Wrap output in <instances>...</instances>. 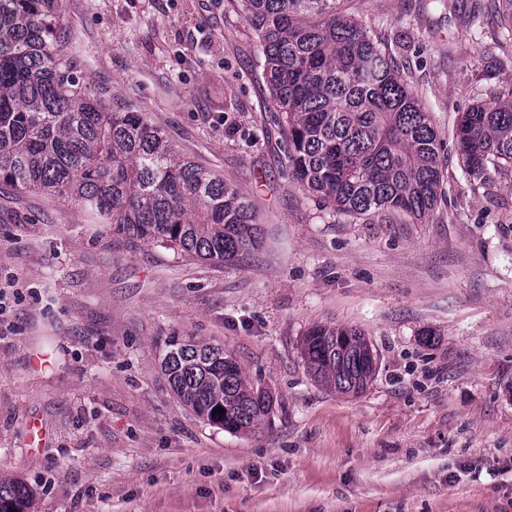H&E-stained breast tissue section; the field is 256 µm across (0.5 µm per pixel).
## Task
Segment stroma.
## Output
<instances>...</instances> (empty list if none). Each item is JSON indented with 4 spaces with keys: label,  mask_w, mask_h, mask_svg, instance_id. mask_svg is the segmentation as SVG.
<instances>
[{
    "label": "stroma",
    "mask_w": 512,
    "mask_h": 512,
    "mask_svg": "<svg viewBox=\"0 0 512 512\" xmlns=\"http://www.w3.org/2000/svg\"><path fill=\"white\" fill-rule=\"evenodd\" d=\"M59 5L78 76L249 199L264 243L217 266L0 188V476L28 484L27 512H512V178L465 173L454 137L512 86L496 0H344L443 144L419 222L352 218L287 176L230 0ZM318 324L366 334L363 393L308 374ZM170 336L222 345L272 395L268 419L232 434L184 406L160 366Z\"/></svg>",
    "instance_id": "1"
}]
</instances>
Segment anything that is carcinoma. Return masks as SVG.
Instances as JSON below:
<instances>
[{"instance_id": "obj_1", "label": "carcinoma", "mask_w": 512, "mask_h": 512, "mask_svg": "<svg viewBox=\"0 0 512 512\" xmlns=\"http://www.w3.org/2000/svg\"><path fill=\"white\" fill-rule=\"evenodd\" d=\"M337 2L233 0L259 42L288 176L350 216L421 220L442 194L441 142L396 62ZM61 23L55 0H0V185L73 202L117 235L190 258L223 265L259 250L251 201L176 155L143 113L81 81L58 49ZM455 134L471 175L512 178V87L462 113ZM301 356L316 382L340 393H359L376 371L353 327H312ZM161 367L181 403L229 433L273 410L218 344L170 336ZM28 497L24 483L0 478V512H26Z\"/></svg>"}]
</instances>
